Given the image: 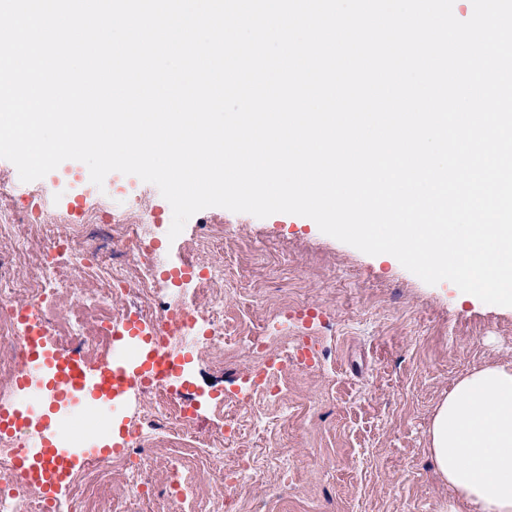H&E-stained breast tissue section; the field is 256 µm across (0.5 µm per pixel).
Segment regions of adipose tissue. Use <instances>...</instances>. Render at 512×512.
Here are the masks:
<instances>
[{
    "label": "adipose tissue",
    "instance_id": "adipose-tissue-1",
    "mask_svg": "<svg viewBox=\"0 0 512 512\" xmlns=\"http://www.w3.org/2000/svg\"><path fill=\"white\" fill-rule=\"evenodd\" d=\"M429 440L448 512H512V367L461 378L437 407Z\"/></svg>",
    "mask_w": 512,
    "mask_h": 512
}]
</instances>
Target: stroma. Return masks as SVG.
<instances>
[{
    "instance_id": "35a3bbf8",
    "label": "stroma",
    "mask_w": 512,
    "mask_h": 512,
    "mask_svg": "<svg viewBox=\"0 0 512 512\" xmlns=\"http://www.w3.org/2000/svg\"><path fill=\"white\" fill-rule=\"evenodd\" d=\"M222 238L185 225L170 260L197 241L209 266L239 275L224 295L223 354L196 353L186 382L199 396L195 432L224 427L214 397H247L254 356L240 338L265 326L277 306L288 333L301 335L299 304L314 309L324 354L316 370L298 369L283 400L265 410L264 428L231 444L225 465L258 459L253 479L232 494L253 512H445L448 485L428 451L439 402L469 371L512 365V307L461 300L456 287L423 282L393 257L365 254L320 231L306 217L258 218L212 208Z\"/></svg>"
}]
</instances>
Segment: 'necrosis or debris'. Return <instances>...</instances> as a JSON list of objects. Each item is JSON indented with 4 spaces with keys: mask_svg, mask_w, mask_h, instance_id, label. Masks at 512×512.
<instances>
[{
    "mask_svg": "<svg viewBox=\"0 0 512 512\" xmlns=\"http://www.w3.org/2000/svg\"><path fill=\"white\" fill-rule=\"evenodd\" d=\"M13 169H0V234L17 224H62L66 230L54 234L50 246L32 253L28 238L14 237L7 252H0V397L14 393V383L26 362L21 329L24 313L33 312L45 326L54 348L78 351L84 361H102L112 352V328L134 317L155 324L159 335L187 348H197L208 338L211 349L224 345V271L200 279L205 292L204 308L188 306L180 290L161 296L155 272L160 256L150 246L154 225L163 223L160 214H147L141 196L88 184L89 206L69 214L53 210L51 191L36 183L26 194H18ZM116 240L124 265L108 268L103 241ZM33 257L34 268L26 283L13 273L14 257ZM312 336L293 338L289 349L281 351L270 337L255 334L249 348L255 354L258 389L266 397L280 394L288 383V365L305 364V352L315 351ZM173 384L153 389L152 401L143 409V420L126 432L128 448L121 453L95 457L93 462L64 474L68 493L65 498L47 500L33 484L21 485L15 479V459L19 450L29 447L24 435L0 437V512H129L127 499H103L101 490L113 475H122L129 497L150 493L144 478L149 457L144 448L148 434L166 435L171 446H187L189 456L198 458L204 472L218 477V486L227 488L248 482L258 463L248 460L234 468L224 465V443L237 437V412L244 402L228 399L219 411L231 417L223 433L202 440L189 431L193 405L175 396Z\"/></svg>",
    "mask_w": 512,
    "mask_h": 512,
    "instance_id": "necrosis-or-debris-1",
    "label": "necrosis or debris"
}]
</instances>
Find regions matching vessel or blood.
<instances>
[{"label": "vessel or blood", "mask_w": 512, "mask_h": 512, "mask_svg": "<svg viewBox=\"0 0 512 512\" xmlns=\"http://www.w3.org/2000/svg\"><path fill=\"white\" fill-rule=\"evenodd\" d=\"M24 330L28 364L18 377L19 390L27 395L32 387L48 386L52 392L34 406L1 403L0 436L21 432L25 427L23 417L29 412L47 417V424L31 433L39 451L38 467H31L23 452L16 458L15 472L20 481L38 480L52 497L61 487L56 476L58 467L71 469L84 460L80 452L62 447L57 409L74 407L78 401L95 399L106 391L111 392L113 401L126 400L175 378L178 360L167 351L164 337L154 326L135 319L114 327L112 356L95 368L75 354L62 355L53 350L32 320H25Z\"/></svg>", "instance_id": "1"}]
</instances>
